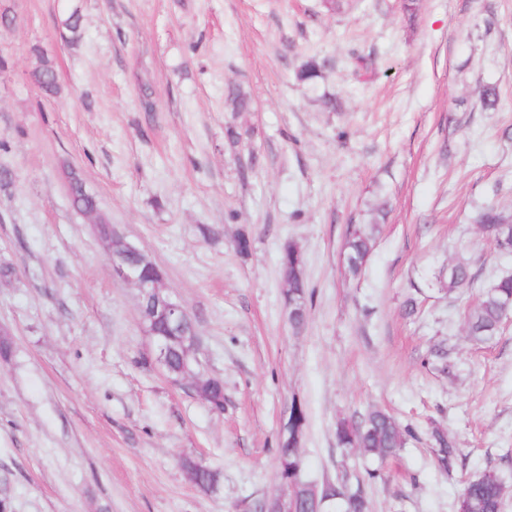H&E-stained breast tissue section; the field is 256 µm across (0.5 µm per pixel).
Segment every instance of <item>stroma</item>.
I'll return each mask as SVG.
<instances>
[{
  "mask_svg": "<svg viewBox=\"0 0 512 512\" xmlns=\"http://www.w3.org/2000/svg\"><path fill=\"white\" fill-rule=\"evenodd\" d=\"M0 498L11 512H258L289 493L277 448L305 412L301 478L361 484L369 512H457L487 469L512 512V319L474 343L464 311L512 254L472 215H512V0H0ZM82 15L71 39L63 22ZM58 73L46 95L30 74ZM329 66L315 87L310 59ZM250 100L232 111L230 88ZM496 106L480 103L484 88ZM239 139L231 141L227 133ZM165 274L217 410L155 362L68 172ZM372 232L360 277L351 227ZM247 239L248 251L236 248ZM312 299L288 323L280 256ZM474 288L448 299L458 258ZM417 310L407 314L405 302ZM379 408L413 436L370 478L339 422ZM454 440L452 470L433 431ZM218 471L215 492L183 459ZM32 80L46 94L57 93V73L53 63L43 57L41 64L32 72Z\"/></svg>",
  "mask_w": 512,
  "mask_h": 512,
  "instance_id": "obj_1",
  "label": "stroma"
}]
</instances>
